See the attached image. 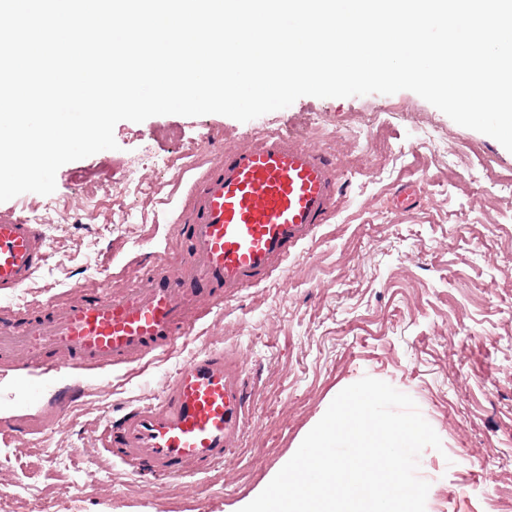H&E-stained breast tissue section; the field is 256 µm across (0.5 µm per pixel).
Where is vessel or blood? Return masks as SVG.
Masks as SVG:
<instances>
[{
	"label": "vessel or blood",
	"mask_w": 512,
	"mask_h": 512,
	"mask_svg": "<svg viewBox=\"0 0 512 512\" xmlns=\"http://www.w3.org/2000/svg\"><path fill=\"white\" fill-rule=\"evenodd\" d=\"M339 192L332 159L279 133L228 147L193 183L177 219L187 263L161 261L134 289H92L50 301L24 319L0 317V360L30 374L107 369L174 349L191 326L243 289L283 275L288 259L331 220ZM37 225L0 211V296L24 288L44 262ZM246 367L231 351L202 347L160 400L103 431L109 459L145 484L203 474L236 448L249 411Z\"/></svg>",
	"instance_id": "vessel-or-blood-1"
}]
</instances>
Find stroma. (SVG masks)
<instances>
[{
  "mask_svg": "<svg viewBox=\"0 0 512 512\" xmlns=\"http://www.w3.org/2000/svg\"><path fill=\"white\" fill-rule=\"evenodd\" d=\"M278 132L329 155L336 214L288 262L200 320L170 355L94 371L64 417L52 391L65 369L31 377L0 367V512H239L290 460L334 397L363 376L408 394L439 435L419 477L426 512H512V152L459 126L416 93L303 96L248 122L161 115L114 127L116 149L67 163L52 194L0 203L35 214L50 256L0 315L87 289L136 285L172 251L170 219L220 147ZM149 187L121 194L123 169ZM202 345L249 371L251 420L231 458L146 489L101 450L104 426L155 401Z\"/></svg>",
  "mask_w": 512,
  "mask_h": 512,
  "instance_id": "1",
  "label": "stroma"
}]
</instances>
